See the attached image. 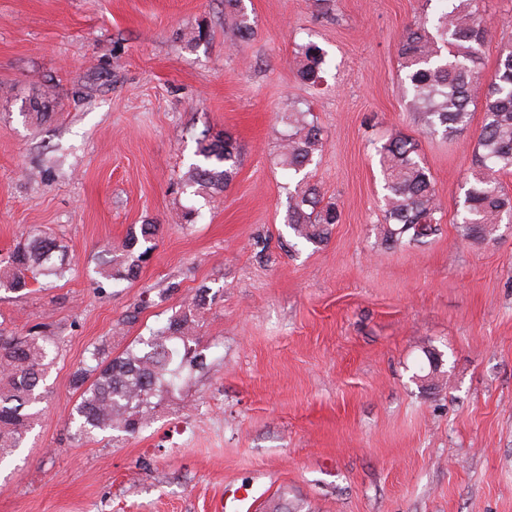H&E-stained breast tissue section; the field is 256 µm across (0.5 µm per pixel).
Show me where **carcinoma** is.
Here are the masks:
<instances>
[{"instance_id":"carcinoma-1","label":"carcinoma","mask_w":512,"mask_h":512,"mask_svg":"<svg viewBox=\"0 0 512 512\" xmlns=\"http://www.w3.org/2000/svg\"><path fill=\"white\" fill-rule=\"evenodd\" d=\"M451 8L434 16L432 26L409 25L398 47L404 97L424 127L452 140L466 132L472 108L481 106L482 125L473 148L474 168L468 180L458 228L465 239L487 240L496 234L504 217L512 218V196L500 181L512 173V42L500 45L494 77L484 82L477 65L482 46L493 37L481 0H448ZM224 20L231 22L241 39L253 35L243 0H224ZM297 74L317 84L322 80L325 53L309 40L297 45ZM310 110L293 107L282 116L288 138L278 164L299 173L323 151L321 130L308 119ZM384 180L383 197L386 245H406L434 234L440 223L438 192L412 137L396 135L373 146ZM198 160L189 165L185 185L197 195L224 191L239 164V147L228 136L202 134L197 142ZM288 228L294 237L319 246L327 241L331 226L340 223L336 203L324 201L318 187L305 183L290 196ZM160 225L147 222L130 235L119 253L109 246L91 259V279L98 288L135 277L150 256ZM71 270L67 243L31 226L6 257L0 258V290L17 291L29 280L54 283ZM194 319L186 312L154 330L117 357L104 346L89 351L72 375L78 393L71 416L78 434L119 432L132 437L144 428L159 403L154 398L178 389L186 368L198 366L190 342ZM59 337L37 324L23 335L0 327V449L20 447L33 413L46 391L47 370Z\"/></svg>"}]
</instances>
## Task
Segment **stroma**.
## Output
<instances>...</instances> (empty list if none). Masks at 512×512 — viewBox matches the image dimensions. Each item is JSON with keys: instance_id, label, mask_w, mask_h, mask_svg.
<instances>
[{"instance_id": "obj_1", "label": "stroma", "mask_w": 512, "mask_h": 512, "mask_svg": "<svg viewBox=\"0 0 512 512\" xmlns=\"http://www.w3.org/2000/svg\"><path fill=\"white\" fill-rule=\"evenodd\" d=\"M244 4L246 40L223 0H0V256L39 225L73 267L0 291V326L60 338L48 398L0 461V512H219L226 490L266 487L262 512H512V224L485 241L456 228L483 112L448 141L401 91V36L441 0ZM482 5L488 77L512 0ZM309 40L327 53L318 85L296 72ZM297 103L325 142L308 180L342 212L320 246L289 230L297 179L275 161ZM206 130L241 161L203 198L183 174ZM397 133L417 140L442 213L426 242L388 247L373 145ZM148 221L160 232L136 278L95 289L100 244L122 249ZM202 288L204 368L135 436L74 439L87 350L121 354ZM242 2L243 0H224V21H231L239 38L249 39L253 35V27Z\"/></svg>"}]
</instances>
